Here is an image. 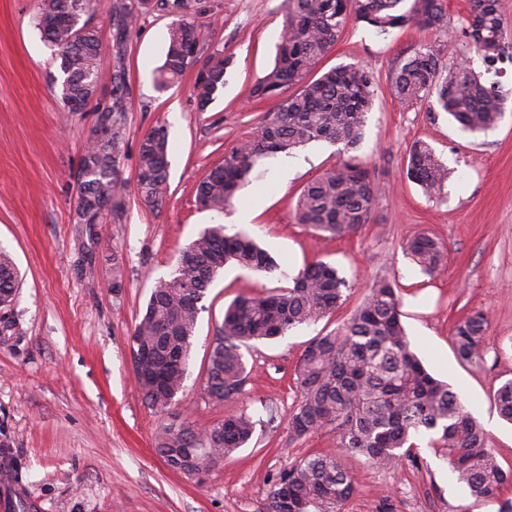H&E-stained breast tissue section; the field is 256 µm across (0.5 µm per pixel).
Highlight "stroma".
I'll use <instances>...</instances> for the list:
<instances>
[{
  "label": "stroma",
  "instance_id": "35a3bbf8",
  "mask_svg": "<svg viewBox=\"0 0 512 512\" xmlns=\"http://www.w3.org/2000/svg\"><path fill=\"white\" fill-rule=\"evenodd\" d=\"M201 5L195 20L206 35L205 53L233 59L223 92L204 108L194 72L165 89L154 82L163 34L178 13L160 0H96L89 16L100 31V66L122 72L126 84L118 165L125 193L118 215L78 224L80 158L111 88L102 86L85 111H67L57 96L62 74L55 50L35 27V0H0V248L22 276L11 310L0 317V444L22 472V489L42 512H263L282 471L310 453L337 452L331 434L291 436L288 421L300 396L295 369L309 340L337 330L378 278L396 282L406 334L424 366L459 394L486 429L499 465L512 470V424L492 401L512 380V62L502 64L508 94L498 124L472 133L428 102L400 101L392 77L430 46L446 68L465 59L484 71L478 55L435 30L381 35L363 24L348 26L320 68L358 62L375 77L357 148L348 154L335 144L310 143L292 151L296 164L285 178L278 156L260 158L219 215L197 206L196 189L226 151L250 139L282 104L278 96L254 101L250 92L274 64L284 0ZM128 12L136 24L118 36L115 19ZM160 124L168 129L170 167L166 204L157 213L138 197L136 165L143 136ZM417 141L428 143L451 172L440 195H426L404 175ZM351 158L378 187L369 223L342 238L295 223L303 187ZM249 207L251 223L233 224L236 210ZM214 224L254 237L287 275L324 261L352 289L331 317L248 348L242 395L216 405L205 394L206 368L225 308L237 296L286 284L226 266L204 300L185 387L172 412L162 413L142 399L130 337L155 280L169 276L182 249ZM423 230L445 248V262L431 276L402 249ZM473 309L483 310L489 325L483 361L466 363L456 356L451 329ZM270 407L274 425L257 428L205 481L170 470L155 450L157 432L170 420L203 431L243 410L265 417ZM414 443L413 456L395 470L352 462L356 492L342 512H501L512 504V488L478 501L449 487L451 468L429 436Z\"/></svg>",
  "mask_w": 512,
  "mask_h": 512
}]
</instances>
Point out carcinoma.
I'll return each mask as SVG.
<instances>
[{
  "instance_id": "cac0c4a2",
  "label": "carcinoma",
  "mask_w": 512,
  "mask_h": 512,
  "mask_svg": "<svg viewBox=\"0 0 512 512\" xmlns=\"http://www.w3.org/2000/svg\"><path fill=\"white\" fill-rule=\"evenodd\" d=\"M67 0H35V20L45 41L58 52L63 104L90 99L102 81L112 83L111 101L97 122L112 127V139L100 143L87 138L80 160L86 172L77 197L80 211L94 201L109 199L120 207L124 185L117 176L120 131L117 112L125 111L126 90L120 74H104L99 66L101 44L88 22L72 30L62 25ZM285 22L279 35L274 66L254 85V99L277 96L298 85L279 112L265 117L257 134L225 152L197 188L196 202L204 210L224 212L255 161L287 153L311 142L340 144L344 151L361 141L375 86L372 72L359 63L338 66L316 80L308 74L332 51L350 24L365 23L379 34L409 25L451 32L480 56L486 72L509 57L504 45L506 22L498 0H470L467 19L448 22L442 0H285ZM163 64L157 84L177 83L201 58L205 34L193 20L174 22L164 36ZM232 61L210 55L197 72L194 91L201 107L224 89ZM396 95L408 102L428 100L448 113L464 129L484 132L501 118L505 94L496 81L482 79L469 65L448 68L440 77L439 55L429 47L410 58L395 73ZM170 143L165 126L153 127L141 140L136 185L140 199L152 210L165 203ZM448 167L425 142L408 153L406 178L434 195L448 182ZM378 189L367 169L349 160L310 181L302 190L294 213L298 224L341 237L369 222ZM408 257L428 274L445 259L441 243L421 232L403 245ZM233 262L258 273L279 268L274 257L250 236L229 234L224 225L204 230L180 255L167 278L151 288L145 311L132 336L151 355L136 363L135 378L143 400L167 411L176 404L187 376L198 318L215 276ZM21 284L11 257L0 250V309L8 310ZM350 285L338 270L314 262L292 277V285L262 297H239L224 311L208 363L205 393L215 404L242 394L248 377L243 349L250 342L282 337L291 329L317 322L343 304ZM397 288L387 278L375 281L365 301L338 330L314 337L296 368L300 400L288 422L295 438L322 431L336 437L338 455L310 454L282 472L267 494L265 512H342L355 493L349 461L365 459L391 469L411 456L412 438L423 432L448 456L456 481L476 499L495 498L512 482V473L497 463L488 435L465 409L457 392L436 378L411 350L402 324ZM488 318L474 311L453 328L459 360L483 359ZM498 414L512 422V380L494 395ZM257 421L245 411L229 415L201 433L186 421L163 424L156 451L173 471H180L187 449L197 466L212 470L224 458L247 445Z\"/></svg>"
}]
</instances>
